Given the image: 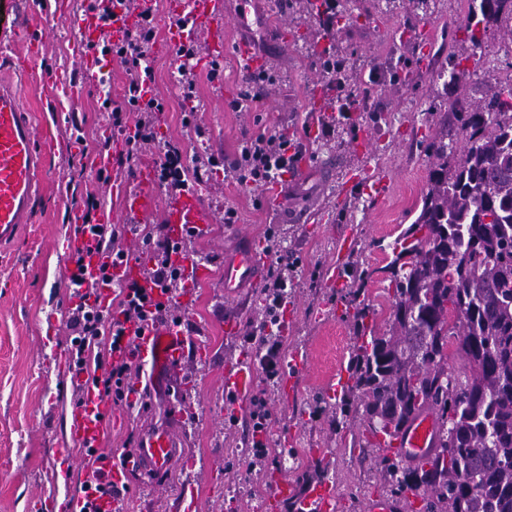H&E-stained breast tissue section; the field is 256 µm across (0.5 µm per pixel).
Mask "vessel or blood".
Here are the masks:
<instances>
[{"label":"vessel or blood","mask_w":512,"mask_h":512,"mask_svg":"<svg viewBox=\"0 0 512 512\" xmlns=\"http://www.w3.org/2000/svg\"><path fill=\"white\" fill-rule=\"evenodd\" d=\"M154 0H138L136 9L126 10L119 0H114L110 17H100L91 12L74 20L73 49L77 55L88 56L89 46L95 43L100 31H108L113 42L125 40L138 21L139 14L153 11ZM171 12L177 19L174 38L167 44L170 54H178L181 47L205 40L200 52L201 62L223 56L232 51L240 61L246 75L266 71L270 65L267 56L257 54L249 40L234 43L224 40L223 0H173ZM8 77L0 76V246L13 241L19 231L33 221V208L41 196L47 180V148L54 143L49 124L36 123L32 112L22 102L18 82L26 75L25 67L12 66ZM46 83L53 90V111L64 112L72 107L82 91L91 90L99 83L95 66L85 68L82 86L72 85L61 75L47 77ZM108 194L119 198V211L105 210L100 223H146L156 213H163L171 228V238L180 241L186 237H200L207 233L216 215L205 200L203 188L188 186L177 192H160L158 168L154 163H140L132 172L115 177L107 188ZM151 253L136 249L127 260L112 269L114 282L144 283L143 270L150 265ZM269 256L263 245L248 242L238 251L224 257V294L238 295L241 288L258 286ZM185 287L208 274L202 258L184 257L180 262ZM187 339L177 323L169 321L145 326L134 338L133 352L137 361L146 367L145 388L149 394L161 390L183 387L181 366L186 354ZM307 353L294 351L279 379L281 393L294 391L297 374L310 370ZM255 370L248 354L229 362L224 367V389L237 402H244L252 393ZM112 413L109 400L90 394L84 404L70 413L71 441L84 447L96 444L100 432ZM186 418L179 405H172L171 419L167 422L141 424L135 447L125 465L115 466L111 461H101L103 472L109 473L114 483H121L133 471L147 476L161 477L181 462L186 446L181 425ZM435 417L430 410L418 414L405 430L395 438L392 455L405 462L414 463L425 457L434 446ZM294 494L288 477H279L273 484L265 503L266 512H276L281 501ZM335 502L332 483L317 485L309 496L296 505V512H331ZM411 501L391 496H375L365 506V512H412Z\"/></svg>","instance_id":"obj_1"}]
</instances>
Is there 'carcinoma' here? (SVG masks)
Here are the masks:
<instances>
[{
    "instance_id": "carcinoma-1",
    "label": "carcinoma",
    "mask_w": 512,
    "mask_h": 512,
    "mask_svg": "<svg viewBox=\"0 0 512 512\" xmlns=\"http://www.w3.org/2000/svg\"><path fill=\"white\" fill-rule=\"evenodd\" d=\"M509 15L512 0H480L469 23ZM446 117L428 144L420 213L384 267L390 328L355 349L356 401L339 409L390 438L432 409L433 451L382 460L390 492H425L424 512H512V94ZM450 121L465 133L457 151ZM451 337L463 374L448 367Z\"/></svg>"
}]
</instances>
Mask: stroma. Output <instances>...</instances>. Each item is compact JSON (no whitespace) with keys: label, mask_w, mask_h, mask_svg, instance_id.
Returning <instances> with one entry per match:
<instances>
[{"label":"stroma","mask_w":512,"mask_h":512,"mask_svg":"<svg viewBox=\"0 0 512 512\" xmlns=\"http://www.w3.org/2000/svg\"><path fill=\"white\" fill-rule=\"evenodd\" d=\"M45 0H0V50L14 42L26 18L40 15ZM472 0H338L340 21L325 28L309 0H254L247 31L225 25L227 39L247 34L273 59L274 84L246 80L232 53L220 60L221 85L209 71L196 73L197 115H189L177 84L179 64L167 53L150 55L157 96L165 106L159 117L164 138L184 154L207 152L222 158L225 169L201 182L217 221L209 237L195 240L193 256L210 259L209 276L196 287L191 307L180 308L182 327L208 352L188 353L183 365L190 386L180 395L187 412L189 439L185 462L164 484L152 486L131 477L125 512H264L275 472L288 475L297 496L311 485L333 482V512H363L367 499L389 487L382 450L359 417L340 420V395L331 391L337 377L349 376L351 356L362 329H384L392 292L384 273L396 239L414 222L426 191L430 159L427 144L448 112L468 111L499 89L512 86V26H469ZM40 55L21 84L27 106H50L45 72L57 70L81 82L85 61L70 49L72 29L63 16L47 19ZM284 31L285 45L275 41ZM431 37L425 65H417L416 36ZM341 60L345 86L326 110L335 129L323 133L311 112L315 84L334 82L319 64V45ZM456 62L458 81L440 71ZM251 98L248 111L230 103ZM103 94L92 90L69 111L55 117L57 146L49 160L50 177L34 206L33 222L18 239L0 247V512H66L65 492L83 480L81 455L67 425L74 406L71 376L59 359L71 352L67 324L70 293L59 269L66 236L72 235L69 212L82 207L87 190L104 193L94 160L110 126ZM271 129L300 141L311 161L296 181H284L285 204L264 197L263 189L239 183L228 169L243 133ZM365 134L370 149L361 154L352 142ZM87 151H78L77 136ZM369 168L387 175L384 190L355 188L338 192L348 172ZM238 212L236 223L222 220L225 207ZM258 238L274 234L281 258L295 268L288 290L295 325L283 339L284 353L306 350L310 371L297 380L294 395L257 374L254 396L264 397L269 418L265 443L271 454L262 469L250 470L253 423L250 402L233 403L224 389V365L240 352L258 354L249 335L264 319L260 289H245L239 300L224 298V252L242 232ZM353 244L339 253L343 236ZM339 267L329 284L331 267ZM374 271L368 283L354 269ZM363 289L368 314L357 320L346 300ZM235 317L236 336L224 333L226 317ZM140 408L112 407V424L98 447L120 454L133 444ZM292 435L280 442L282 432Z\"/></svg>","instance_id":"1"}]
</instances>
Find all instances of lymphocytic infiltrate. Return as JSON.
Returning <instances> with one entry per match:
<instances>
[{
	"instance_id": "f902f5d3",
	"label": "lymphocytic infiltrate",
	"mask_w": 512,
	"mask_h": 512,
	"mask_svg": "<svg viewBox=\"0 0 512 512\" xmlns=\"http://www.w3.org/2000/svg\"><path fill=\"white\" fill-rule=\"evenodd\" d=\"M155 37L153 19H146L122 45L113 48L112 53L123 58L128 72L127 98L125 105L113 104L104 99L102 105L108 111L112 128L118 133L134 129L129 139L132 150L138 151L159 143L155 126V115L163 111V103L155 97L146 99L141 95V86L146 78L152 77L144 47ZM296 145L275 131L262 130L244 134L240 155L234 165L238 180L256 186L284 175L288 170L289 151ZM218 157L193 154L183 158L181 150L171 144L164 146L159 163L161 182L182 188L187 181V172L201 173L219 168ZM144 243L158 256L151 267L150 276L154 285L163 292L174 293L180 286L182 250L169 237L159 239L145 236ZM72 260L75 271L73 281L78 285L75 303L69 309V322L75 334L72 341V368L79 374V381L72 384V399L82 404L87 388L100 390L103 397L119 403L128 400L132 376L140 374L141 363L135 358L124 357L132 339L123 328L124 322L141 325L170 317L171 308L153 303L146 289L137 284L122 287L113 285L112 277L106 271L92 273L88 269L83 252H76ZM288 274L285 270L271 271L263 288L267 330L259 338L262 352L261 365L266 380H275L279 374L282 338L277 330L280 317L288 304ZM87 469L86 478L79 487L84 504L80 512H100L96 501L107 496L120 498L118 485L105 481L104 474L97 468V451L85 448L81 451Z\"/></svg>"
}]
</instances>
